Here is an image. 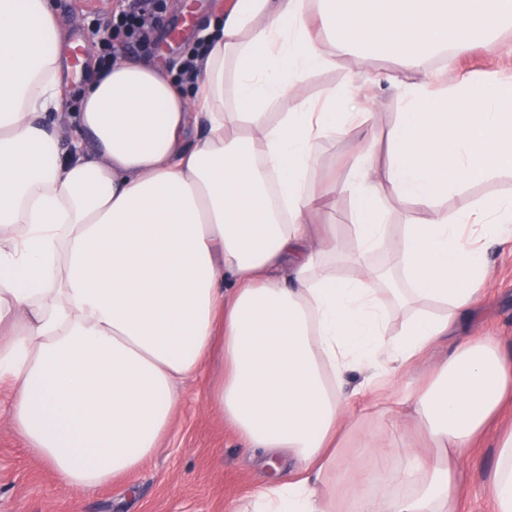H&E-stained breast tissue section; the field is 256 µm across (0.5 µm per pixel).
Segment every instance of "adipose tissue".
<instances>
[{"label":"adipose tissue","mask_w":512,"mask_h":512,"mask_svg":"<svg viewBox=\"0 0 512 512\" xmlns=\"http://www.w3.org/2000/svg\"><path fill=\"white\" fill-rule=\"evenodd\" d=\"M506 25L512 0H235L211 23L194 92L119 61L66 115L49 0H0V386L28 450L85 491L136 470L170 428L177 381L218 345L225 423L291 463L248 512H332L345 490L354 512H456L462 463L512 402V357L468 336L416 383L406 408L429 453L387 461L368 440L348 454L345 415L447 337L481 295L488 244L512 236L511 195L443 205L512 171V79L431 90L433 57L497 53ZM350 53L358 77L406 102L386 132L356 87L302 95ZM373 56L396 70L366 69ZM339 136L357 143L347 177L315 189L321 144ZM336 194L350 200L347 238L321 221ZM390 199L419 215L383 271L371 257ZM355 455L391 466L402 493L379 501ZM485 491L512 512V428Z\"/></svg>","instance_id":"1"}]
</instances>
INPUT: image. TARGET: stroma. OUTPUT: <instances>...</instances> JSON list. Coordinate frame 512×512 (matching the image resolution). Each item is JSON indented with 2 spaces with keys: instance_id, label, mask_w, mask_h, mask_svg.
<instances>
[{
  "instance_id": "35a3bbf8",
  "label": "stroma",
  "mask_w": 512,
  "mask_h": 512,
  "mask_svg": "<svg viewBox=\"0 0 512 512\" xmlns=\"http://www.w3.org/2000/svg\"><path fill=\"white\" fill-rule=\"evenodd\" d=\"M231 0H161V26L152 41L127 46L124 29L107 27L109 14L126 8L127 0H109L105 12L94 7L73 9L71 0H54L63 31L60 49L61 91L66 109H80V93L86 76L102 69L103 39L122 46L123 56L175 76L184 58L202 51L209 20ZM498 40L499 54L490 56L477 47L462 58L437 57L431 62L448 83L468 75L495 70L502 59L512 56V27ZM79 47L83 61L70 63L71 47ZM373 122L387 129L405 106L397 91L388 85H368ZM512 195V174L504 172L449 193V212L465 209L474 201ZM489 275L478 303L457 322L455 336L490 338L512 354V242L496 244L486 252ZM223 373L220 352H213L201 373L179 387L180 403L172 426L153 456L142 466L92 492L62 484L52 468L31 454L10 424V395L0 390V512H227L230 504L247 502L267 483L269 469L261 459L240 446L236 434L224 423L211 393ZM408 393L399 381L383 396L366 395L350 402L348 419L353 426L352 443L383 435L381 452L393 455L414 452L420 447L411 421L402 410ZM512 426V404L505 405L481 436L464 464V488L458 512H490L483 487L491 469L498 433Z\"/></svg>"
}]
</instances>
